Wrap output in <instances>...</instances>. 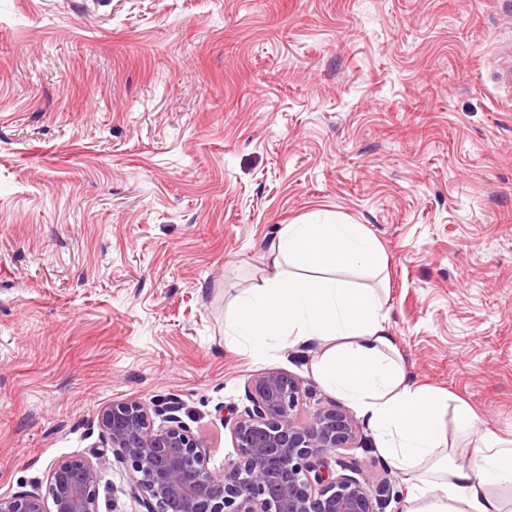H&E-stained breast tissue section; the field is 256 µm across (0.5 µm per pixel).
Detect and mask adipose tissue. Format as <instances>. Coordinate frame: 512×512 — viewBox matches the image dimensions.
I'll return each instance as SVG.
<instances>
[{
  "label": "adipose tissue",
  "instance_id": "adipose-tissue-1",
  "mask_svg": "<svg viewBox=\"0 0 512 512\" xmlns=\"http://www.w3.org/2000/svg\"><path fill=\"white\" fill-rule=\"evenodd\" d=\"M270 255V274L237 299L226 346L259 356L275 341L319 343L316 378L357 409L391 465L413 476L408 512H504L487 487L512 484V448L478 430L469 406L409 382L374 289L316 274L342 262L384 269L380 245L357 224H285ZM292 265L312 277L292 276ZM449 412L476 434L473 465L452 463L444 449Z\"/></svg>",
  "mask_w": 512,
  "mask_h": 512
}]
</instances>
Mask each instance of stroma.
<instances>
[{
    "label": "stroma",
    "mask_w": 512,
    "mask_h": 512,
    "mask_svg": "<svg viewBox=\"0 0 512 512\" xmlns=\"http://www.w3.org/2000/svg\"><path fill=\"white\" fill-rule=\"evenodd\" d=\"M360 224L412 381L512 440V0H0V494L177 397L210 469L222 405L317 343L230 350L281 225ZM406 512L374 435L344 451ZM108 458L99 512H138Z\"/></svg>",
    "instance_id": "obj_1"
}]
</instances>
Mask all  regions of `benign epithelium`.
Masks as SVG:
<instances>
[{
  "label": "benign epithelium",
  "instance_id": "obj_1",
  "mask_svg": "<svg viewBox=\"0 0 512 512\" xmlns=\"http://www.w3.org/2000/svg\"><path fill=\"white\" fill-rule=\"evenodd\" d=\"M308 393L291 375L268 371L247 385L249 405L219 408L236 458L218 473L169 401L154 424L139 401L114 403L99 414L104 449L94 459H62L39 489L0 494V512H99L96 487L107 450L133 471L140 512H376L372 482L361 466L338 474L341 451L362 428L337 404L307 408Z\"/></svg>",
  "mask_w": 512,
  "mask_h": 512
}]
</instances>
